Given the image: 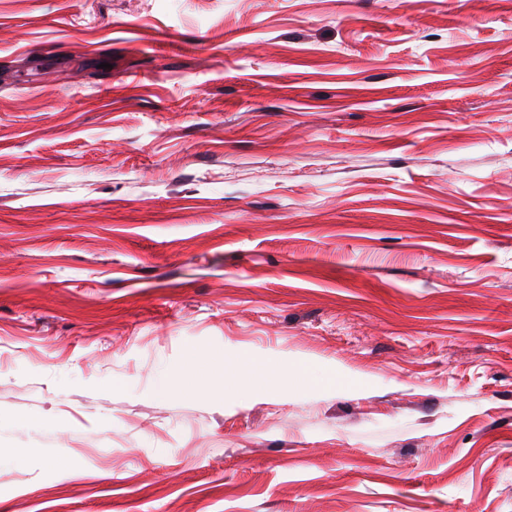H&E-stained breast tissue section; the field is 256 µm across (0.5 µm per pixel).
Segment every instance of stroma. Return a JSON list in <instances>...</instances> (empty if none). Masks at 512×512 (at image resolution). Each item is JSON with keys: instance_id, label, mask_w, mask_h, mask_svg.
I'll use <instances>...</instances> for the list:
<instances>
[{"instance_id": "35a3bbf8", "label": "stroma", "mask_w": 512, "mask_h": 512, "mask_svg": "<svg viewBox=\"0 0 512 512\" xmlns=\"http://www.w3.org/2000/svg\"><path fill=\"white\" fill-rule=\"evenodd\" d=\"M0 451V512H512V0H0ZM295 369L297 383L300 387L305 389L316 388L330 379V375L326 372L309 364L298 365ZM208 390L209 387L206 386V371L204 369L199 370L194 375L182 378L160 373L153 384V393L159 398L168 397L175 391L194 395L206 393Z\"/></svg>"}]
</instances>
